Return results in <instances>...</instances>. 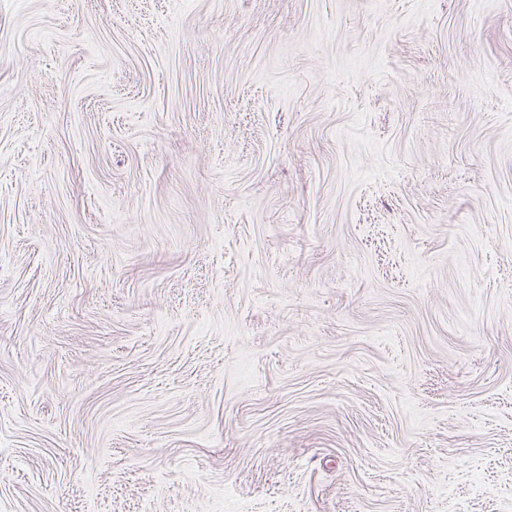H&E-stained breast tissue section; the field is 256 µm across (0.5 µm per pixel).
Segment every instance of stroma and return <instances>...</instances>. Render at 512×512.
Wrapping results in <instances>:
<instances>
[{
	"label": "stroma",
	"instance_id": "35a3bbf8",
	"mask_svg": "<svg viewBox=\"0 0 512 512\" xmlns=\"http://www.w3.org/2000/svg\"><path fill=\"white\" fill-rule=\"evenodd\" d=\"M512 512V0H0V512Z\"/></svg>",
	"mask_w": 512,
	"mask_h": 512
}]
</instances>
